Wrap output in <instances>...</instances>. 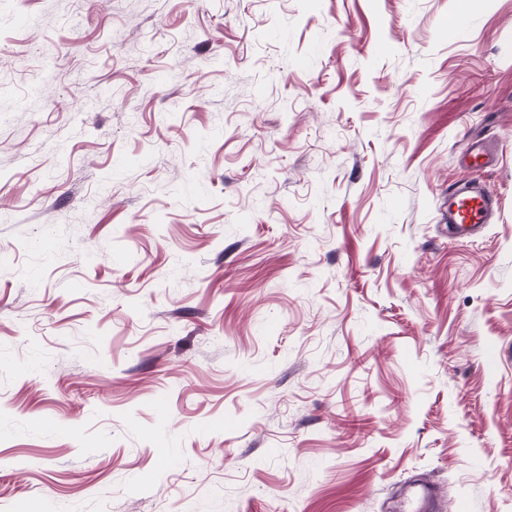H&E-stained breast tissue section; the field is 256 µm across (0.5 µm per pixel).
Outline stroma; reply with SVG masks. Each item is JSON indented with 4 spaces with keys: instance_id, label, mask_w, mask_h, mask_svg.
I'll return each mask as SVG.
<instances>
[{
    "instance_id": "35a3bbf8",
    "label": "stroma",
    "mask_w": 512,
    "mask_h": 512,
    "mask_svg": "<svg viewBox=\"0 0 512 512\" xmlns=\"http://www.w3.org/2000/svg\"><path fill=\"white\" fill-rule=\"evenodd\" d=\"M417 480L512 512V0H0V512ZM464 161L470 166L490 168L497 162V151L486 139L472 138L468 142ZM499 197L488 188L462 183L448 190L442 221L458 238H470L499 210Z\"/></svg>"
}]
</instances>
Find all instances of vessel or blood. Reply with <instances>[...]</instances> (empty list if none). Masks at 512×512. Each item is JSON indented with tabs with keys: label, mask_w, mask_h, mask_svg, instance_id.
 I'll use <instances>...</instances> for the list:
<instances>
[{
	"label": "vessel or blood",
	"mask_w": 512,
	"mask_h": 512,
	"mask_svg": "<svg viewBox=\"0 0 512 512\" xmlns=\"http://www.w3.org/2000/svg\"><path fill=\"white\" fill-rule=\"evenodd\" d=\"M464 160L471 166L490 168L497 162V151L491 142L474 138L467 145ZM498 210L499 198L493 191L462 183L449 190L442 220L457 237L469 238L482 225L490 223ZM438 496L435 483L414 484L401 499L398 512H435Z\"/></svg>",
	"instance_id": "1"
}]
</instances>
